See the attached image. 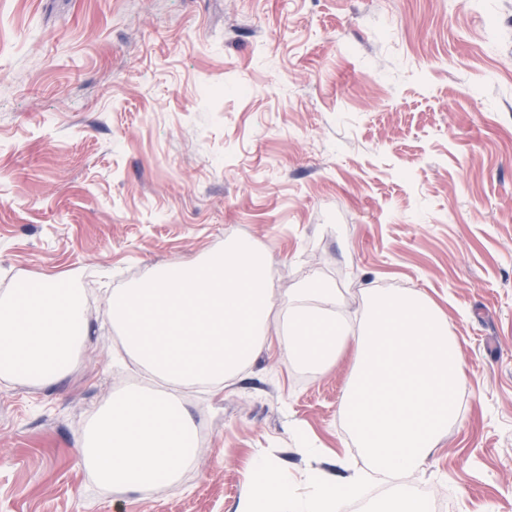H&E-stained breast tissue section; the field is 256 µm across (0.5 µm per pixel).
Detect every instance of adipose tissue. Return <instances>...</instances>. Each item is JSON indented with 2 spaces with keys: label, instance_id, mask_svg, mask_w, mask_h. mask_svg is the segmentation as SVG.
I'll return each instance as SVG.
<instances>
[{
  "label": "adipose tissue",
  "instance_id": "1",
  "mask_svg": "<svg viewBox=\"0 0 512 512\" xmlns=\"http://www.w3.org/2000/svg\"><path fill=\"white\" fill-rule=\"evenodd\" d=\"M90 334L85 299L76 277L23 279L0 293V378L53 386L71 372ZM309 491H295L287 474L258 452L236 512H344L362 494L360 476L315 471Z\"/></svg>",
  "mask_w": 512,
  "mask_h": 512
}]
</instances>
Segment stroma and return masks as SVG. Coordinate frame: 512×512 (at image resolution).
Masks as SVG:
<instances>
[{"label":"stroma","instance_id":"1","mask_svg":"<svg viewBox=\"0 0 512 512\" xmlns=\"http://www.w3.org/2000/svg\"><path fill=\"white\" fill-rule=\"evenodd\" d=\"M274 257V296L335 281L433 300L458 341L460 417L396 486L446 512H512V0H0V291L76 275L94 334L51 387L0 380V512H236L256 452L299 492L319 470L384 482L347 430L342 359L263 346L181 397L205 435L164 493L80 464L114 393L113 289L230 238ZM316 446L297 449L296 431Z\"/></svg>","mask_w":512,"mask_h":512}]
</instances>
